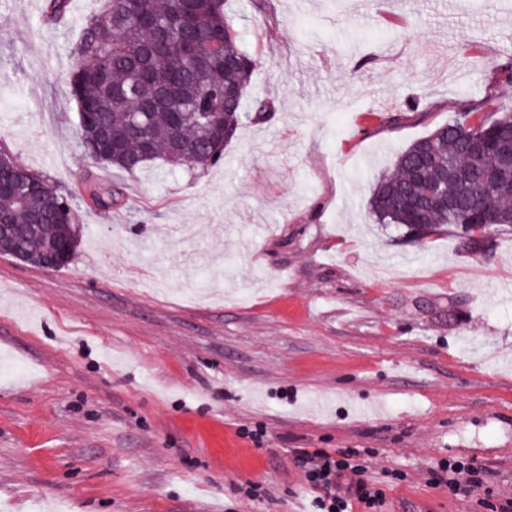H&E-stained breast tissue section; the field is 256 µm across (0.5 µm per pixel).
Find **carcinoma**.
<instances>
[{"mask_svg":"<svg viewBox=\"0 0 512 512\" xmlns=\"http://www.w3.org/2000/svg\"><path fill=\"white\" fill-rule=\"evenodd\" d=\"M69 90L78 106V135L91 157L105 127L119 142L97 163L135 173L156 160L205 172L224 160V149L237 136L243 99L258 57L240 44L227 13V0H106L90 17L75 48ZM144 69L159 87L181 83L186 94L158 105L143 116L132 98L117 91ZM224 106L223 138L203 125L199 113ZM253 119L263 123L275 112L273 102H252ZM512 135V105L478 122L460 113L409 144L390 169L374 178L367 200L377 224H398L420 241L444 225L465 229L469 245L485 247L486 230L478 227L490 211L499 223L512 224V170L493 153L475 156L469 142ZM39 187L24 195L0 196V212L17 224L50 212L39 228L3 247L21 262L60 268L70 263L80 244L76 208L67 195L28 173ZM461 200L457 213L440 198Z\"/></svg>","mask_w":512,"mask_h":512,"instance_id":"obj_1","label":"carcinoma"}]
</instances>
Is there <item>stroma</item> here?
<instances>
[{"label": "stroma", "mask_w": 512, "mask_h": 512, "mask_svg": "<svg viewBox=\"0 0 512 512\" xmlns=\"http://www.w3.org/2000/svg\"><path fill=\"white\" fill-rule=\"evenodd\" d=\"M102 5L0 0V153L85 226L65 267L0 255V512H305L300 448L358 451L386 512H491L430 485L450 455L512 497V226L406 243L366 208L407 145L512 104V0H230L276 112L199 177L86 153L67 80Z\"/></svg>", "instance_id": "35a3bbf8"}]
</instances>
